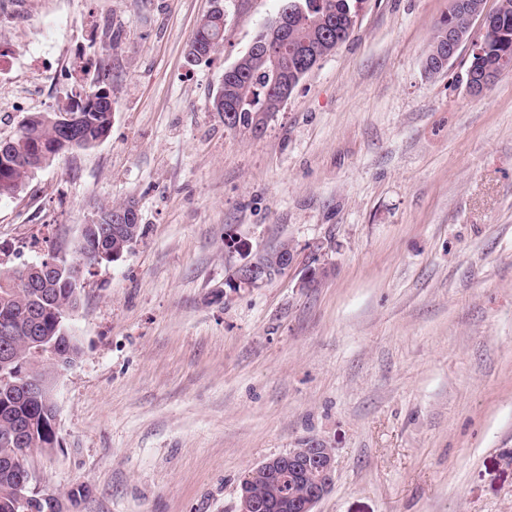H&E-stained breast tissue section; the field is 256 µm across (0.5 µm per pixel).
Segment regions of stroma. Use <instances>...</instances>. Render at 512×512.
<instances>
[{
    "mask_svg": "<svg viewBox=\"0 0 512 512\" xmlns=\"http://www.w3.org/2000/svg\"><path fill=\"white\" fill-rule=\"evenodd\" d=\"M222 5L192 65L211 0H0L1 140L96 78L115 101L103 142L0 199V268L105 204L144 227L86 281L36 485L82 489L73 512H236L249 469L318 441L316 512H512V74L470 96L466 43L426 72L448 0H360L255 136L209 101L283 0ZM234 239L296 262L231 291ZM218 38L217 42L214 40ZM224 41V15L223 19L216 15H205L198 23L188 45L187 60L189 63H199L210 58ZM198 51V55L192 52ZM193 55L190 59L189 56Z\"/></svg>",
    "mask_w": 512,
    "mask_h": 512,
    "instance_id": "1",
    "label": "stroma"
}]
</instances>
